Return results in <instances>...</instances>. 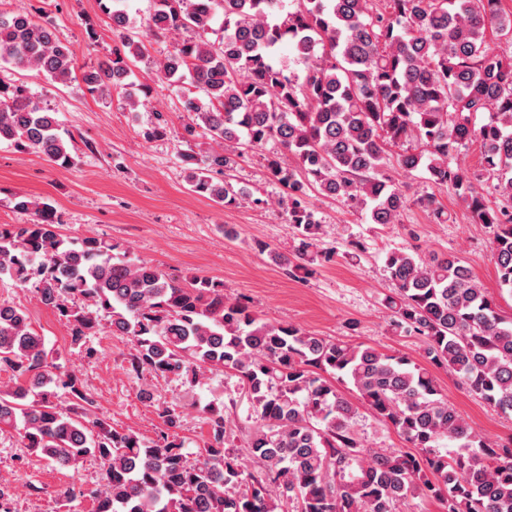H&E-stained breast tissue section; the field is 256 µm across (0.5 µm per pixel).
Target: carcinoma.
Segmentation results:
<instances>
[{"mask_svg": "<svg viewBox=\"0 0 512 512\" xmlns=\"http://www.w3.org/2000/svg\"><path fill=\"white\" fill-rule=\"evenodd\" d=\"M100 2L120 45L78 88L98 98L123 90L132 109L140 100L127 79L141 36L205 31L223 15L219 43L175 42L158 75L175 88L191 81L197 94L184 96V132L193 137L202 128L216 144L202 159L180 153L192 192L241 205L248 194L227 169L271 141L279 145L281 153L265 161L287 189L281 203L297 231L294 259L277 256L289 273L309 274L318 257L313 190L367 211L372 224L396 223L409 198L388 172L394 156L401 169H421L453 189L474 223L495 228L500 286L512 291V211L489 205L475 187L485 173L512 201V11L502 0H388L385 12L374 10V0H153L142 35L121 0ZM284 45L293 59L275 60ZM0 64L63 85L75 71L71 47L22 7L0 10ZM484 112L488 122L476 125ZM474 140L480 173L457 163ZM70 141L25 85L0 84V143L65 168L74 162ZM414 203L439 224L450 219L433 195ZM15 207L35 220L0 225V281L34 289L67 322L72 345L93 357L90 338L107 328L131 344L137 374L193 382L205 371L233 370L253 411L246 458L225 448L233 429L214 405L204 451L193 461L167 434L148 442L118 431L53 359L25 310L0 302V369L13 380L0 389V432L17 431L27 447L74 468L99 460L105 484L91 492L95 512H284L290 502L296 512H398L412 493L443 512H512V446L474 434L431 372H453L470 393L512 413V315L458 257L424 259L412 247L385 256L393 328L426 338L423 365L264 322L248 304L224 299L221 281L182 282L110 239L70 242L49 202L21 195ZM341 384L352 386L361 406ZM361 407L408 449L365 447Z\"/></svg>", "mask_w": 512, "mask_h": 512, "instance_id": "cac0c4a2", "label": "carcinoma"}]
</instances>
